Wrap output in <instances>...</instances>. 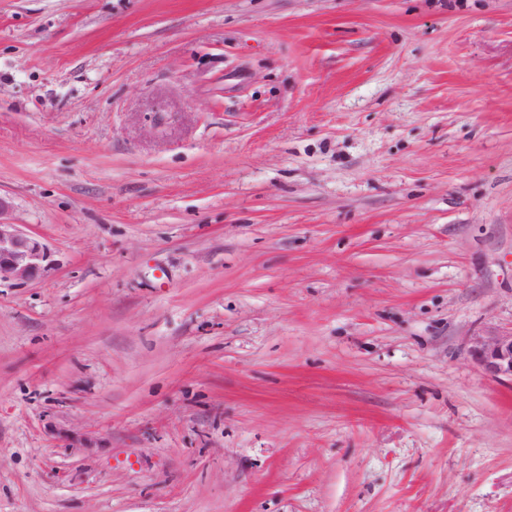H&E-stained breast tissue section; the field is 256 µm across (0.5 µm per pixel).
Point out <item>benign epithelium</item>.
I'll return each mask as SVG.
<instances>
[{"label": "benign epithelium", "instance_id": "obj_1", "mask_svg": "<svg viewBox=\"0 0 512 512\" xmlns=\"http://www.w3.org/2000/svg\"><path fill=\"white\" fill-rule=\"evenodd\" d=\"M10 209L9 202L0 197V281L26 283L44 269L47 247L5 220ZM469 353L491 377L512 381V330L473 337Z\"/></svg>", "mask_w": 512, "mask_h": 512}]
</instances>
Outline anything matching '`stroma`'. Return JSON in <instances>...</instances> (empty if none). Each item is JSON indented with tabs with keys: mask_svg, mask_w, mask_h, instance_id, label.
<instances>
[{
	"mask_svg": "<svg viewBox=\"0 0 512 512\" xmlns=\"http://www.w3.org/2000/svg\"><path fill=\"white\" fill-rule=\"evenodd\" d=\"M0 512H512V0H0ZM11 205L0 197V282L26 283L35 279L47 261V247L35 236L5 220ZM469 353L491 377L512 381V329L474 336Z\"/></svg>",
	"mask_w": 512,
	"mask_h": 512,
	"instance_id": "obj_1",
	"label": "stroma"
}]
</instances>
